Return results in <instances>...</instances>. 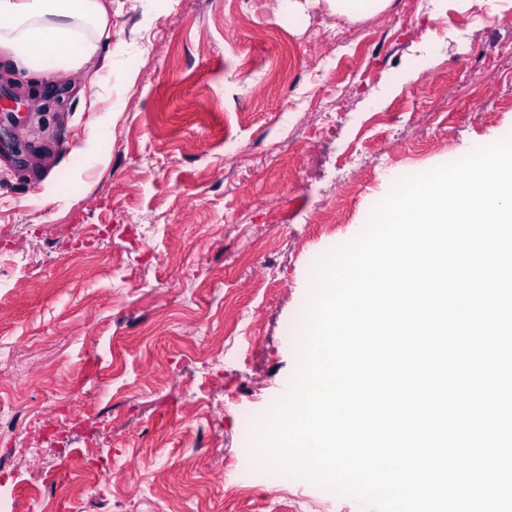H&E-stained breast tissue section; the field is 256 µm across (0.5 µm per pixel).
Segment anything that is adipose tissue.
I'll use <instances>...</instances> for the list:
<instances>
[{"label":"adipose tissue","mask_w":512,"mask_h":512,"mask_svg":"<svg viewBox=\"0 0 512 512\" xmlns=\"http://www.w3.org/2000/svg\"><path fill=\"white\" fill-rule=\"evenodd\" d=\"M105 0H0V61L48 80L117 65Z\"/></svg>","instance_id":"obj_1"}]
</instances>
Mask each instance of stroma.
Here are the masks:
<instances>
[{"instance_id":"1","label":"stroma","mask_w":512,"mask_h":512,"mask_svg":"<svg viewBox=\"0 0 512 512\" xmlns=\"http://www.w3.org/2000/svg\"><path fill=\"white\" fill-rule=\"evenodd\" d=\"M110 28L127 66L105 80L36 89L0 67V403L26 412L0 438V512H270L255 421L291 384L314 269L396 177L512 134V0L360 20L328 0H112ZM228 460L256 471L249 493Z\"/></svg>"}]
</instances>
